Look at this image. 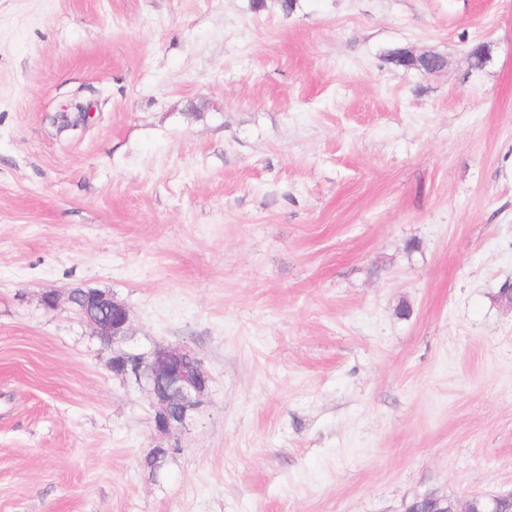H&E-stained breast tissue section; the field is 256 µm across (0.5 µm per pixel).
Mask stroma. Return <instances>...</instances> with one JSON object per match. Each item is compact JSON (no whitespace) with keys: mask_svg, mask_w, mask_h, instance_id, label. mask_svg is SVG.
Segmentation results:
<instances>
[{"mask_svg":"<svg viewBox=\"0 0 512 512\" xmlns=\"http://www.w3.org/2000/svg\"><path fill=\"white\" fill-rule=\"evenodd\" d=\"M506 286L512 0H0V512L512 494ZM75 287L202 359L184 427Z\"/></svg>","mask_w":512,"mask_h":512,"instance_id":"obj_1","label":"stroma"}]
</instances>
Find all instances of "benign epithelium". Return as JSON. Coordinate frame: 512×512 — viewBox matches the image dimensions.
<instances>
[{"label": "benign epithelium", "instance_id": "benign-epithelium-1", "mask_svg": "<svg viewBox=\"0 0 512 512\" xmlns=\"http://www.w3.org/2000/svg\"><path fill=\"white\" fill-rule=\"evenodd\" d=\"M402 63L414 67L424 64L426 73L443 69L444 61L431 53L415 55L406 52ZM72 311L95 335L112 340V372L130 377L143 386L154 410L157 432L169 435L184 425L196 412L210 388L211 376L202 361L181 347H159L148 353H134L119 347L130 330V313L126 305L106 292L90 290L85 300L70 292L67 296ZM499 497L471 495L465 501H454L449 507L439 502L430 512H497Z\"/></svg>", "mask_w": 512, "mask_h": 512}]
</instances>
